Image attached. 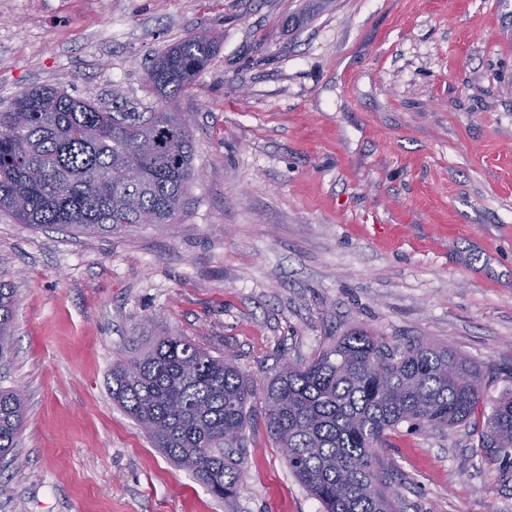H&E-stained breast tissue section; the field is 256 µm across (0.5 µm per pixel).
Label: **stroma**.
I'll return each instance as SVG.
<instances>
[{
  "label": "stroma",
  "mask_w": 512,
  "mask_h": 512,
  "mask_svg": "<svg viewBox=\"0 0 512 512\" xmlns=\"http://www.w3.org/2000/svg\"><path fill=\"white\" fill-rule=\"evenodd\" d=\"M200 31L211 61L162 100L150 59ZM42 85L184 113L197 177L172 224L0 213V388L25 401L0 512H322L259 406L219 499L153 448L110 371L181 336L259 385L360 327L493 373L466 422L388 433L403 512H512V456L480 437L512 392V0H0V110ZM14 291L7 284L0 282V366L8 365L13 349V315Z\"/></svg>",
  "instance_id": "obj_1"
}]
</instances>
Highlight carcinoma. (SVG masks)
<instances>
[{"mask_svg": "<svg viewBox=\"0 0 512 512\" xmlns=\"http://www.w3.org/2000/svg\"><path fill=\"white\" fill-rule=\"evenodd\" d=\"M216 50L199 32L148 70L163 99L186 93ZM195 176L193 133L182 112H111L54 87L19 95L0 112V212L19 224L93 235L126 224H172ZM14 291L0 282V366L13 349ZM487 371L444 347L391 345L355 329L303 363H287L262 390L232 357L160 336L112 366V399L154 447L210 493H237L247 405L261 404L266 432L323 512H398L380 455L402 423L442 429L468 420ZM24 402L0 390V457L18 447ZM482 444L512 453V393L494 404Z\"/></svg>", "mask_w": 512, "mask_h": 512, "instance_id": "carcinoma-1", "label": "carcinoma"}]
</instances>
